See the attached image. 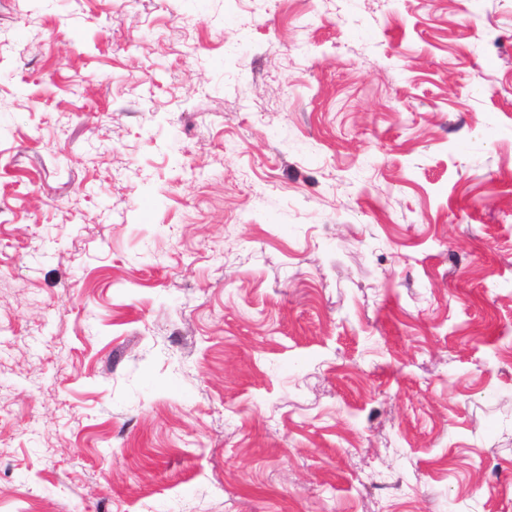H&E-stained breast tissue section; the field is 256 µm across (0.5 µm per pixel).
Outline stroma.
Segmentation results:
<instances>
[{
    "label": "stroma",
    "mask_w": 512,
    "mask_h": 512,
    "mask_svg": "<svg viewBox=\"0 0 512 512\" xmlns=\"http://www.w3.org/2000/svg\"><path fill=\"white\" fill-rule=\"evenodd\" d=\"M0 512H512V0H0Z\"/></svg>",
    "instance_id": "1"
}]
</instances>
